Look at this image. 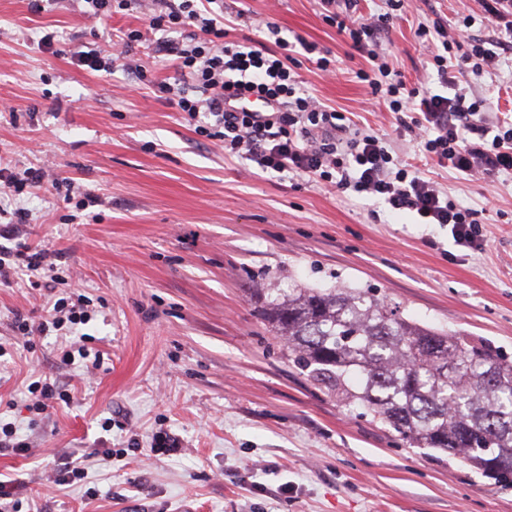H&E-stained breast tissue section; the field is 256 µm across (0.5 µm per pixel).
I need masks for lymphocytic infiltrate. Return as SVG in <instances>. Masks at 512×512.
I'll list each match as a JSON object with an SVG mask.
<instances>
[{
  "instance_id": "lymphocytic-infiltrate-1",
  "label": "lymphocytic infiltrate",
  "mask_w": 512,
  "mask_h": 512,
  "mask_svg": "<svg viewBox=\"0 0 512 512\" xmlns=\"http://www.w3.org/2000/svg\"><path fill=\"white\" fill-rule=\"evenodd\" d=\"M213 0H153L148 26L153 30L179 32L177 41L161 44L173 59L174 82L155 81L156 90L183 120L207 139L220 142L225 156L249 160L263 173L288 172L316 184L378 199L395 211L416 214L425 224L449 226L457 245L481 249V210L450 199L447 192L419 172L408 169L387 140L351 128L344 113L324 105L303 87L297 51L313 53L310 44L296 45L282 36L274 23H266L261 40L230 39L223 10L212 9ZM357 0H320L325 21L335 24L352 49L377 64L376 72L358 70L372 96L387 103L393 112H415L419 118L415 140L419 150L438 166L484 179L512 174V121L489 120L481 101L463 89L444 96L406 88L402 81L382 83L386 63L367 47L388 22L391 12L405 11L408 0H387L389 11L380 18L355 14ZM494 17L504 19L502 37L461 42L443 34L442 52L432 62L441 79L453 67L451 52L462 49L463 60L477 69L494 70L498 51L512 39V0H490ZM143 31L121 33L109 57L93 49L80 50L76 60L94 71L125 68L138 80H146L147 68L131 59L132 45L142 41ZM255 97L266 111L243 108ZM48 252L27 245H0V285L10 286L18 264H25L34 287H54L60 281L47 262ZM90 320L83 300L61 298L47 308L39 322L22 314L14 324L22 336H42L52 331L76 333Z\"/></svg>"
}]
</instances>
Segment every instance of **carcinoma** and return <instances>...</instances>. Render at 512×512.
Segmentation results:
<instances>
[{"label":"carcinoma","mask_w":512,"mask_h":512,"mask_svg":"<svg viewBox=\"0 0 512 512\" xmlns=\"http://www.w3.org/2000/svg\"><path fill=\"white\" fill-rule=\"evenodd\" d=\"M262 316L308 378L389 426L512 488V359L407 318L370 288H258Z\"/></svg>","instance_id":"carcinoma-1"}]
</instances>
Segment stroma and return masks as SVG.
Wrapping results in <instances>:
<instances>
[{"instance_id": "35a3bbf8", "label": "stroma", "mask_w": 512, "mask_h": 512, "mask_svg": "<svg viewBox=\"0 0 512 512\" xmlns=\"http://www.w3.org/2000/svg\"><path fill=\"white\" fill-rule=\"evenodd\" d=\"M234 40L260 39L259 24L317 44L333 76L302 60L305 88L400 150L401 159L466 207L484 209V245H456L448 227L354 191L262 173L229 159L152 87L126 71L77 65L73 46H112L114 34L147 29L132 54L158 78L174 76L168 40L148 30L145 7L99 20L83 0L34 13L0 0V162L64 172L76 191L0 197L23 207L17 235L47 246L49 260L89 300L84 331L102 356L96 370L62 359L67 336L22 348L15 313L40 311L66 287H31L19 273L0 287V422L28 443L0 454V478L20 485L19 512H512V489L459 459L404 447L387 427L342 407L292 361L259 312L257 288L343 282L370 288L423 324L462 331L512 358V174L488 184L415 152L411 115L376 102L356 76L368 68L318 0H224ZM495 35L483 0H414L382 34L407 87L443 93L418 26ZM52 47H44V37ZM454 82L486 111L512 114V52L495 74L469 63ZM48 380L70 404L28 409V387ZM174 434L176 452L158 448ZM84 469L65 485V463Z\"/></svg>"}]
</instances>
